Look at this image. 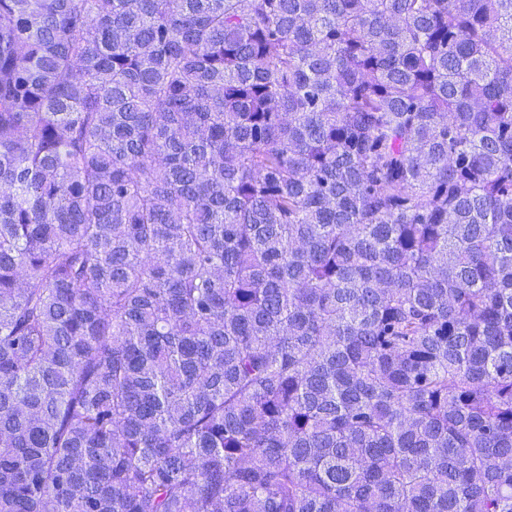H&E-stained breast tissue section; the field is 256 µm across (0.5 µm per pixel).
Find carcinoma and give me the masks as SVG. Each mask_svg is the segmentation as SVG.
Instances as JSON below:
<instances>
[{"mask_svg":"<svg viewBox=\"0 0 512 512\" xmlns=\"http://www.w3.org/2000/svg\"><path fill=\"white\" fill-rule=\"evenodd\" d=\"M0 512H512V0H0Z\"/></svg>","mask_w":512,"mask_h":512,"instance_id":"cac0c4a2","label":"carcinoma"}]
</instances>
